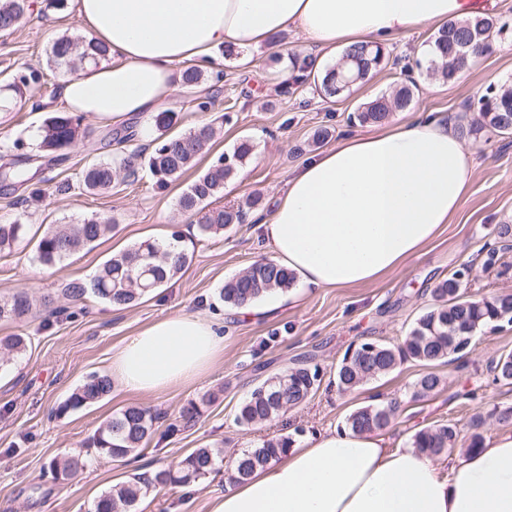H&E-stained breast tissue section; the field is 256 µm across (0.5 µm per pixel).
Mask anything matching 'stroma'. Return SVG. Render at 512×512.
<instances>
[{
	"label": "stroma",
	"mask_w": 512,
	"mask_h": 512,
	"mask_svg": "<svg viewBox=\"0 0 512 512\" xmlns=\"http://www.w3.org/2000/svg\"><path fill=\"white\" fill-rule=\"evenodd\" d=\"M30 4L25 23L14 32L0 33V83L12 84L28 67L39 75L38 82L21 88L23 100L16 110L0 119V156L14 151L30 158L36 176L24 186L0 181V224L23 219L33 236L44 225L76 224L90 217L114 221L115 227L93 250L78 252L52 268L34 261L31 250L21 245L0 252V297L23 290L36 300L26 317L0 321V337L22 334L31 340L27 351L0 375V512H92L98 497L113 485L171 465L196 448L223 449L229 461L266 437L289 436L301 443L326 430L345 428L349 414L369 405L378 393L401 403L388 429L395 447L410 444L422 428L463 425L479 413L487 417L482 436L502 429L490 412L496 406H512V385L496 382L491 367L501 354L512 352V325L481 331L463 359L437 366L439 390L417 400L411 397L412 385L423 368L415 362L402 363L344 395L330 379L345 354L361 343H399L432 306V288L455 270L471 268L465 282L468 294L512 292V237L499 235L502 225L512 226V137L484 132L466 137L476 161L468 197L453 222L443 225L419 256L367 285L300 291L296 301L251 322L237 319L217 292L255 261L272 258L260 229L241 224L217 237L201 236L196 217L179 212L178 198L216 157L247 138L254 148L241 168L243 177L223 199L229 202L257 192L261 209H269L283 192L289 172L312 155L307 142L313 134L325 131L329 147L341 136L363 133V125L349 122V113L389 93L407 65L420 86L411 111L456 112L473 121L471 103L479 92L491 84L512 83V0H497L490 11L508 24V31L460 78L434 85L414 67L425 55L430 36L426 30L385 42L382 67L360 88L333 101L307 83L279 95L281 71L289 63H272L265 48L254 50L250 70L223 62L221 73L206 72L199 86L203 96L215 99L211 111H194L182 95L174 102L178 130L214 121L220 134L208 153L168 189H157L144 169L134 184L99 195L80 193L76 181L81 169L92 159L146 147L158 132L141 121L138 137L119 145L112 140L115 124L87 117L84 134L75 144L44 153L40 132L52 113L62 111L58 87L69 75L66 67L48 64L49 50L58 37L79 34L80 29L73 10L49 9L45 0ZM228 96L238 100L231 114L224 111ZM64 182L70 183L69 191H61ZM175 235L182 237L191 261L164 287L121 310L91 300L69 306V314L59 313V306L66 304L60 290L71 280H89L104 261L142 240ZM491 252L497 261L490 266L486 259ZM45 295L55 298V307L42 305ZM175 314L223 319V360L191 384L148 394L116 383L94 405L58 415L59 406L87 374H110L112 353L123 339ZM306 357L319 367L322 380L305 404L260 430L236 423L239 404L256 386ZM192 401L201 403V415L186 425L178 416ZM131 405L161 415L143 456L132 463L101 458L75 480L52 478L53 459L82 447L102 421ZM223 492L224 476L217 473L187 486L150 491L136 512H212L214 499Z\"/></svg>",
	"instance_id": "35a3bbf8"
}]
</instances>
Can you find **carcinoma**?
<instances>
[{
	"instance_id": "1",
	"label": "carcinoma",
	"mask_w": 512,
	"mask_h": 512,
	"mask_svg": "<svg viewBox=\"0 0 512 512\" xmlns=\"http://www.w3.org/2000/svg\"><path fill=\"white\" fill-rule=\"evenodd\" d=\"M28 10L29 0H0V32L14 30L26 18ZM505 28L506 24L486 17L448 23L432 37L445 63L439 65L432 59L427 70L440 74L446 81L455 78L474 58L485 53L490 40L502 34ZM106 55L107 48L101 44L62 36L53 42L48 62L64 64L78 72L84 65L96 63ZM384 59L385 54L378 45L363 44L348 50L342 62L320 79V94L328 100L341 97L379 69ZM417 89L415 81L405 82L390 96L363 104L350 116V121L361 125L381 123L393 112L407 108ZM474 106L481 122L460 127L462 135H473L482 130L501 137L512 135V85L486 87ZM81 121L82 116L71 112L49 117L43 128L41 147L54 151L73 144L81 136ZM153 122L159 135L157 143L144 157V164L156 178L158 188L164 189L194 166L198 156L214 139L216 127L203 123L172 134L170 129L178 122L175 112H159ZM252 150L250 140H241L232 150L212 161L181 193L179 209L187 214L201 215L198 224L201 235L224 234V229L245 223V209L259 205L260 198L252 196L241 202L209 208V200L224 192L225 185L237 175ZM18 164L15 158L1 163L0 178L27 184L30 177L18 168ZM138 170L135 155L115 157L110 161L96 159L79 173V187L87 194L96 195L115 184L134 182ZM113 228L110 222L95 218L78 224H49L34 243V259L43 266L53 267L77 252L94 248ZM26 235L27 225L19 219L11 224H0V250L14 248ZM189 262L188 254L183 251L172 254L164 249V244L144 240L106 260L90 280L67 284L63 295L72 301L89 295L114 307L130 306L173 279ZM293 283L294 275L288 268L263 258L254 262L244 274L225 282L218 291V299L236 307L247 301H259L276 291H286ZM432 295L434 306L420 315L399 343L388 345L367 341L355 348L352 356L342 359L333 373V383L339 392H350L371 379L394 371L404 362L414 361L428 371L416 380L413 397L427 396L442 384L440 376L431 368L459 359L478 330L495 329L505 322H512V293L477 298L461 289L455 273L437 283ZM32 306L26 292L1 297L0 321L21 319ZM29 343V337L22 335L0 338V371L9 368L15 358L24 354ZM492 370L495 380L511 385L512 353L500 355ZM319 382V368L302 360L256 387L239 407L236 423L248 427L263 426L306 402ZM111 389L108 377L91 373L64 401L60 412L91 406L107 396ZM399 409L400 401L391 398L382 404L353 411L347 424L358 433L382 431L395 420ZM158 420L159 415L148 408L131 406L120 411L97 428L85 447L73 451L57 465L55 472L64 480H73L94 460L137 455L154 432ZM459 436L457 425L440 424L416 432L411 445L430 456H445L456 447ZM291 445L292 439L288 436L267 438L260 446L232 462L225 475L231 482H242L256 467L266 465ZM221 461V450L196 448L174 465L138 474L103 493L97 501L96 512H134L142 493L151 488L204 480Z\"/></svg>"
}]
</instances>
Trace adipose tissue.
I'll use <instances>...</instances> for the list:
<instances>
[{
	"mask_svg": "<svg viewBox=\"0 0 512 512\" xmlns=\"http://www.w3.org/2000/svg\"><path fill=\"white\" fill-rule=\"evenodd\" d=\"M88 41L111 60L64 80L72 112L120 122L167 111L182 73L230 48L277 52L293 31L325 69L337 50L484 13L480 0H73ZM454 115L420 112L346 137L291 172L270 212L249 211L275 259L301 288L379 280L452 223L467 198L474 159ZM222 326L188 314L127 337L112 375L129 391L158 394L206 374L224 354ZM212 512H512V429L464 458L394 448L387 435L330 429L287 449L238 485Z\"/></svg>",
	"mask_w": 512,
	"mask_h": 512,
	"instance_id": "ef3b65f1",
	"label": "adipose tissue"
}]
</instances>
